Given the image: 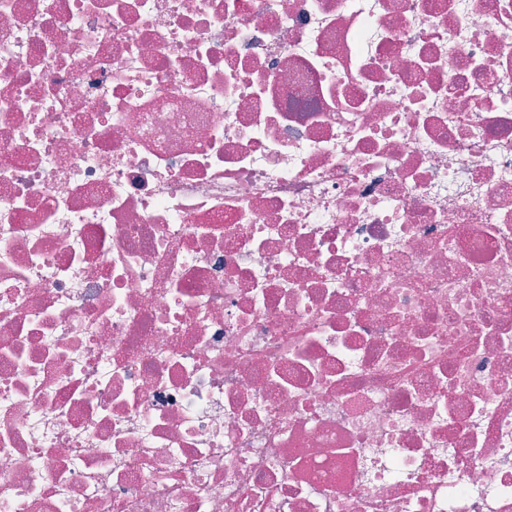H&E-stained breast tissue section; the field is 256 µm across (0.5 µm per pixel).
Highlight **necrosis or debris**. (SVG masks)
<instances>
[{
    "label": "necrosis or debris",
    "instance_id": "1",
    "mask_svg": "<svg viewBox=\"0 0 512 512\" xmlns=\"http://www.w3.org/2000/svg\"><path fill=\"white\" fill-rule=\"evenodd\" d=\"M0 512H512V0H0Z\"/></svg>",
    "mask_w": 512,
    "mask_h": 512
}]
</instances>
